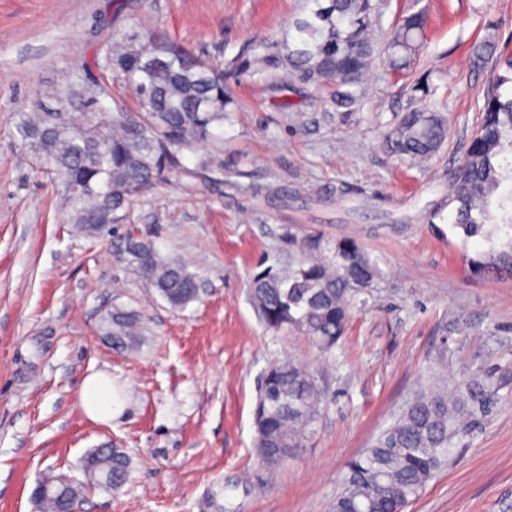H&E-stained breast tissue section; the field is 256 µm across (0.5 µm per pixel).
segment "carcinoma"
Here are the masks:
<instances>
[{"instance_id": "1", "label": "carcinoma", "mask_w": 512, "mask_h": 512, "mask_svg": "<svg viewBox=\"0 0 512 512\" xmlns=\"http://www.w3.org/2000/svg\"><path fill=\"white\" fill-rule=\"evenodd\" d=\"M316 8L296 19L282 39L238 62L245 71L288 76L330 93L338 112H358L362 84L377 51L374 0H314ZM425 17L410 14L392 24L385 35L384 71L396 83L409 75L423 41ZM112 67L134 84L139 111L120 104L109 108L108 88L90 101L81 123L70 120L72 101L84 95L78 84L56 93V106L37 103L19 130L41 169L53 174L65 201V220L88 237L112 232L124 222L133 201L146 198L175 173L195 177L216 161L200 157L195 170L185 168L182 154L207 139L209 128L224 124L234 100L224 75L182 49L159 46L150 39L127 36L112 44ZM512 56L499 63L493 85L483 95V116L463 162L448 184L446 205L452 223L465 237L485 235L484 225L512 229V189L501 194L496 210L491 197L512 183ZM112 112V124L102 121ZM448 139L443 110L415 105L386 135L401 158L425 161ZM320 244L307 245L288 267L266 269L252 279L251 299L267 327L297 331L321 350L331 352L342 339L350 300L371 286L379 268L355 240L336 241L329 257H317ZM142 275L174 308L199 297L196 278L177 259L160 256L149 246L139 249ZM512 271V242L507 248L473 263L475 272ZM103 322L113 343L125 347L139 335L137 317L115 307ZM495 403L490 385L471 380L453 393L436 388L418 393L359 458L354 460L330 512H393L416 496L451 458L456 442L478 429ZM323 395L314 375L293 360L271 364L263 376L254 410L256 450L266 466L292 457L314 433ZM85 480L67 479L41 496L39 512H60L64 487L84 493L87 487L117 491L128 477V461L118 448L90 450L81 461Z\"/></svg>"}]
</instances>
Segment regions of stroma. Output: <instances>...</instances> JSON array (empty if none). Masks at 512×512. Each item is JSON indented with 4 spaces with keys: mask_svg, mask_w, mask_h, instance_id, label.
Here are the masks:
<instances>
[{
    "mask_svg": "<svg viewBox=\"0 0 512 512\" xmlns=\"http://www.w3.org/2000/svg\"><path fill=\"white\" fill-rule=\"evenodd\" d=\"M311 0H0V512H33L40 481L79 476L83 456L121 448L118 491L88 490L81 512H327L352 460L420 391L488 375L496 405L458 443L403 512H512V275H469L467 260L512 240L465 237L444 205L491 86L512 52V0H382L379 33L426 17L420 60L405 83L383 72L358 112H337L312 85L236 70L281 38ZM136 32L224 72L241 107L214 133L219 169L134 203L111 236L64 219V200L17 125L49 91L109 84L112 41ZM495 43L475 63L473 49ZM446 101L450 134L429 162L393 155L386 131L416 98ZM354 239L380 276L351 306L333 352L268 329L252 277L304 243ZM145 244L195 274L198 300L167 304L138 272ZM141 319L135 349L113 346L106 306ZM300 362L324 394L316 431L288 462L258 459L253 424L272 363ZM112 379L116 416L89 419L79 387Z\"/></svg>",
    "mask_w": 512,
    "mask_h": 512,
    "instance_id": "stroma-1",
    "label": "stroma"
}]
</instances>
